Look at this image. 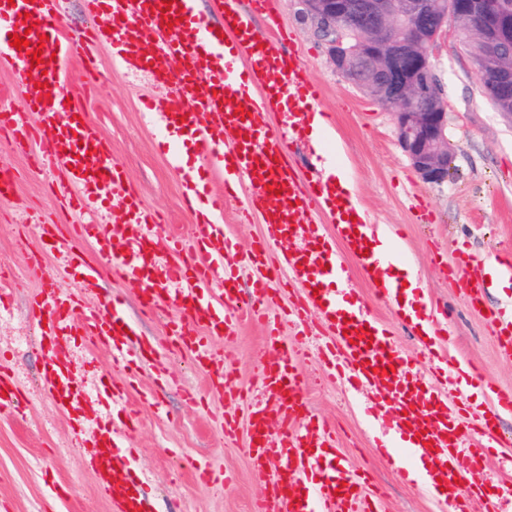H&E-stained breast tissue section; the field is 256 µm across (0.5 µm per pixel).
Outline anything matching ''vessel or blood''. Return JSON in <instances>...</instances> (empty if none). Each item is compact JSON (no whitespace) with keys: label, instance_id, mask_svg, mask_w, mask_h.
Listing matches in <instances>:
<instances>
[{"label":"vessel or blood","instance_id":"b4317fda","mask_svg":"<svg viewBox=\"0 0 512 512\" xmlns=\"http://www.w3.org/2000/svg\"><path fill=\"white\" fill-rule=\"evenodd\" d=\"M275 3L211 0L222 19L216 26L198 13L195 0H172L168 7L163 0H133L129 11L120 0H85L100 24L66 33L58 0H0V58L10 65L12 83L22 95L20 107H0V132L10 131L18 145L39 146L64 173L74 209L95 216L107 202L120 200L132 229L120 260L102 269L86 259L85 248L111 252L118 226L44 225V236L58 245L69 243L70 250L31 304L47 359L42 388L71 413L83 395L72 381L77 351L108 349L124 377L105 380L102 387L109 407L124 411L122 424L130 431L138 417L127 408L128 389L146 358L161 349L191 351L197 364L212 368L225 399L247 401L252 464L274 472L255 512H380L369 477L346 466L335 431L309 409L296 363L297 337L280 333L283 318L275 311L276 298L293 282L300 296L286 319L301 324L308 314L317 315L324 333L316 346L329 373L346 376L355 390L375 387L378 399L367 412L385 424L376 446L389 466L405 477L411 467L424 465L426 491L451 512H467V502L489 498L491 487L465 483L459 463L485 468L498 446V421L512 412V388L491 386L492 407L474 409L469 391L482 376L471 365L439 357L447 329L430 325L424 345L436 361L424 370L417 357L401 351L352 288L347 260H340L337 246H344L347 259L374 282L376 295L391 301L399 295L391 270L402 258L376 252V225L367 222L357 200L334 178L300 180L288 162L291 136L306 125V108L319 101L321 89L296 57L280 51L288 36L277 21ZM259 16L265 29L255 25ZM15 34L26 35L28 46L14 47ZM99 41L111 45L114 58L136 61L156 82L177 88L148 101L146 108L162 113L176 134L165 141L164 152L182 173V202L194 218L189 239L159 246L157 214L129 189L98 127L78 119L76 104L46 89ZM33 112L40 117L35 127L29 123ZM270 112L279 113L278 128L268 125ZM189 149L198 163L186 168L182 156ZM217 172L224 175L220 196L209 190ZM230 197L239 201L242 217L256 214L263 224L254 249L245 255L237 253L218 222ZM314 205L334 217L335 236L306 220ZM470 265L469 257H461L448 276L477 307L484 281L470 274ZM244 268L257 271L246 297L237 286ZM108 275L131 288L144 312L176 306L179 315L170 321L163 347L142 339L116 302L91 307L62 287L75 276L93 285ZM244 315L264 324L272 350L259 371L260 396H244L215 354L223 340L235 336ZM274 425L279 428L275 435L270 432ZM72 426L114 512H147L139 483L121 475L132 458L111 433H97L90 420L77 417Z\"/></svg>","mask_w":512,"mask_h":512}]
</instances>
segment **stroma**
<instances>
[{"label":"stroma","mask_w":512,"mask_h":512,"mask_svg":"<svg viewBox=\"0 0 512 512\" xmlns=\"http://www.w3.org/2000/svg\"><path fill=\"white\" fill-rule=\"evenodd\" d=\"M277 10L291 37L282 49L297 55L320 85L322 97L315 110L328 117L321 139L306 132L292 138L295 170L308 177L341 166L362 209L394 235L415 269L418 303L431 306L448 326V357L469 360L492 383L512 387V359L500 355L491 327L495 320L512 322V281L498 279L489 264L494 254L512 250V124L485 97L455 29H447L431 50L447 106L450 154L447 182L429 184L401 149L392 111L335 71L297 0H279ZM93 55L92 91L84 90L78 78L82 64L75 61L65 82L69 96L100 129L113 161L125 169L142 203L161 213L158 239L188 236L192 221L182 204V177L160 148L159 117L143 111L144 99L163 97L165 86L114 61L108 43L97 44ZM2 167L11 171L15 191L0 200V290L9 295L0 307V372L11 374L30 403L17 414L0 412V512H112L76 446L69 416L40 385L42 352L29 303L63 259L61 252L43 251L39 243L41 220L59 214L66 204L57 188L59 179L47 160L16 147L7 133H0ZM462 248L486 281L478 308L444 272L456 265ZM351 275L358 294L402 348L425 356L419 335L394 303L378 299L359 269ZM88 299L97 305L120 300L126 315L140 320L144 338L153 343L164 340L167 322L178 314L168 306L160 316L141 320L137 298L114 278L103 279ZM223 349L237 386L247 392L257 389L260 366L270 355L262 326L243 322ZM298 367L306 378L311 410L336 427L348 463L370 472L384 512H445L421 485L405 481L376 455L365 412L375 399L374 389L353 394L344 380L328 379L308 345L301 348ZM162 370L174 380L164 392L163 412L143 405L133 393L128 406L138 414L137 428L126 432L120 420L112 422L118 447L136 452L129 476L145 483L156 512H252L267 491L269 477L249 459L246 428L228 437L220 427L224 412L245 418V401L226 404L212 387L211 370L194 363L190 354L150 358L142 372L144 384H152ZM200 462L209 465L213 482L199 477Z\"/></svg>","instance_id":"stroma-1"}]
</instances>
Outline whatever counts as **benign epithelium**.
<instances>
[{"instance_id":"1","label":"benign epithelium","mask_w":512,"mask_h":512,"mask_svg":"<svg viewBox=\"0 0 512 512\" xmlns=\"http://www.w3.org/2000/svg\"><path fill=\"white\" fill-rule=\"evenodd\" d=\"M346 81L397 117V138L421 179L448 180V112L430 48L448 22L475 16L512 29L504 0H299Z\"/></svg>"}]
</instances>
